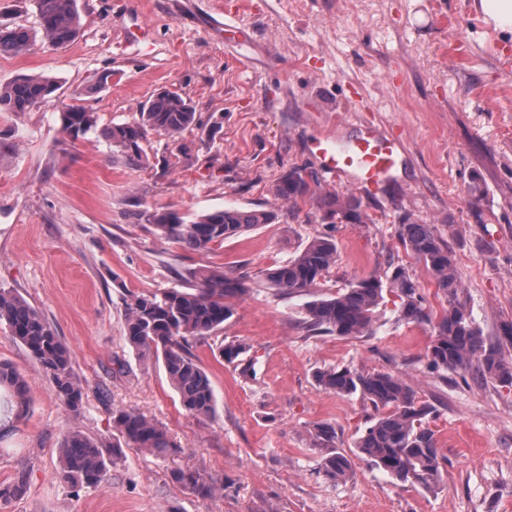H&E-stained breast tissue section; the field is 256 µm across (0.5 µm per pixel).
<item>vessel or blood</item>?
<instances>
[{"mask_svg":"<svg viewBox=\"0 0 512 512\" xmlns=\"http://www.w3.org/2000/svg\"><path fill=\"white\" fill-rule=\"evenodd\" d=\"M317 150L327 172L365 192L393 177L407 158L404 142L372 122L360 123L352 136L320 140Z\"/></svg>","mask_w":512,"mask_h":512,"instance_id":"obj_1","label":"vessel or blood"}]
</instances>
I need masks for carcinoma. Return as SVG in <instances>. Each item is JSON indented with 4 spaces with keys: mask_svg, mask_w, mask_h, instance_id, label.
I'll return each instance as SVG.
<instances>
[{
    "mask_svg": "<svg viewBox=\"0 0 512 512\" xmlns=\"http://www.w3.org/2000/svg\"><path fill=\"white\" fill-rule=\"evenodd\" d=\"M77 0H34L37 30L23 25L0 26V56H19L29 51L40 35L56 48L72 43L80 32ZM56 90L53 80L42 75H22L0 86V111L26 112L51 101ZM133 123L113 124L101 131L103 138L126 154L131 164H143L140 140L153 130L176 136L198 123L191 101L179 93L163 90L138 109ZM63 132L74 140L97 127V116L87 107L72 104L60 112ZM316 176L293 168L276 185L275 194L295 201L308 196ZM325 216L350 224H364L367 216L354 197L345 200L333 195L320 198ZM277 219L272 211L229 207L201 214L185 222L175 213H154L148 221L160 235L186 249L200 251L214 243H224L261 224ZM405 249L430 269L448 309L438 320L424 305L418 285L406 269L395 267L389 277L390 291L401 300L400 320L433 325L434 340L429 364L442 369L470 374L483 381L512 385V359L503 352L512 346V322L501 325L500 335L488 343L467 314L459 298L460 280L447 242L433 225L410 217L397 228ZM336 242L318 236L288 261L266 270L264 277L273 288L288 294L305 292L319 284L336 263ZM251 290L250 277L229 276L222 271H199L183 289L159 293L132 294L126 301L125 337L129 345L144 356L162 361L165 372L182 406L198 418H210L216 410L214 390L205 369L191 353L189 340L205 341L224 328L233 315L226 298L242 296ZM383 300L382 281L376 277L359 280L332 297L305 304L304 323L312 331L324 330L343 337L362 336L373 324L374 310ZM0 324L9 336L23 345L39 365L51 375L56 392L68 409L79 412L82 389L77 381L68 349L39 312L22 297L0 291ZM247 348L230 342L221 347V357L229 365L242 364ZM316 382L323 389L340 395H359L369 401L377 415L355 443L357 457L387 473L393 479L424 489H435L442 481L443 459L434 432L427 425L431 406L417 399L415 390L403 379L379 371H357L348 367L319 371ZM0 389L18 407L28 405L27 384L12 366L0 363ZM112 423L119 434L139 448L166 453L175 447L166 429L132 409L112 411ZM313 445L325 449L319 472L336 483L347 481L352 473L351 457L336 450V428L320 423L312 431ZM120 453V443L91 438L80 430L71 431L60 447L61 479L73 487L101 483L107 462ZM172 479L201 498H209L224 486L199 471H175Z\"/></svg>",
    "mask_w": 512,
    "mask_h": 512,
    "instance_id": "cac0c4a2",
    "label": "carcinoma"
}]
</instances>
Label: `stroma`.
<instances>
[{"instance_id":"obj_1","label":"stroma","mask_w":512,"mask_h":512,"mask_svg":"<svg viewBox=\"0 0 512 512\" xmlns=\"http://www.w3.org/2000/svg\"><path fill=\"white\" fill-rule=\"evenodd\" d=\"M480 0H77L81 31L58 49L36 40L0 56V85L24 74L56 79L51 102L0 112V289L37 309L68 348L83 387L79 413L0 325V363L21 372L31 406L0 443V486L25 472L0 512H512V386L433 370L429 324L400 321L385 293L369 332L310 331L303 306L360 279L403 266L426 307L446 305L431 271L399 242L408 216L448 242L459 297L487 339L512 320V42L483 20ZM162 90L191 100L199 122L177 137L147 132V165L131 166L101 136L131 123ZM81 104L97 132L74 140L60 113ZM406 143L408 162L359 195L366 224L323 220L313 197L275 194L290 168L315 173L320 193L353 195L327 173L314 143L350 136L354 117ZM483 193L471 199L468 186ZM227 207L272 210L274 223L189 251L138 220L142 211L185 220ZM338 258L320 284L287 295L262 273L314 237ZM202 268L250 275L222 330L192 352L206 370L216 413L187 412L156 360L125 339L128 293L177 288ZM247 346L249 371L219 350ZM350 367L405 379L433 407L430 426L446 465L438 489L397 482L354 455L375 410L359 395L322 389L316 372ZM163 423L177 447H135L104 481L73 488L59 476L62 438L78 429L112 438L113 410ZM336 428L353 477L319 472L313 425ZM200 471L223 491L202 499L172 481Z\"/></svg>"}]
</instances>
